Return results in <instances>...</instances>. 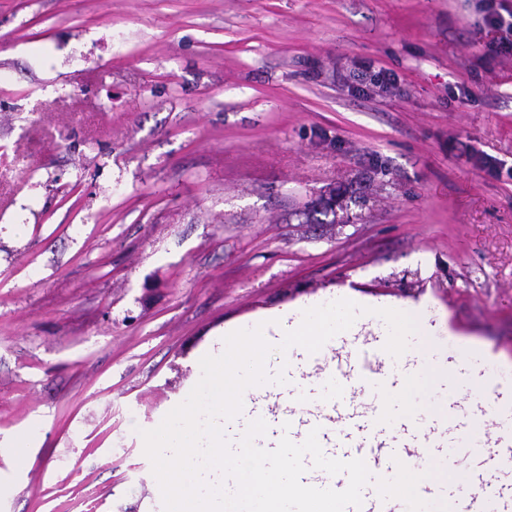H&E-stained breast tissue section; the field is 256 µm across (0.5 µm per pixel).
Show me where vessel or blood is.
Returning a JSON list of instances; mask_svg holds the SVG:
<instances>
[{"label":"vessel or blood","mask_w":512,"mask_h":512,"mask_svg":"<svg viewBox=\"0 0 512 512\" xmlns=\"http://www.w3.org/2000/svg\"><path fill=\"white\" fill-rule=\"evenodd\" d=\"M482 358L471 346L455 344L448 354V373L456 375ZM495 379V371L487 368L438 405L418 399L403 407L390 399L403 378L385 359L368 366L340 351L335 370L314 369L287 391L246 402L241 416L287 428L296 443L317 430L327 456L363 459L376 477H393L400 463L418 470L428 458L444 467L464 466L463 483L444 487L422 482L419 496L428 502L446 500L452 512H512V398H486L485 386ZM302 482L340 491L348 477L311 468ZM345 512H407V507L396 498L381 499L369 485L361 507Z\"/></svg>","instance_id":"1"}]
</instances>
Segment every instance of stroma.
Here are the masks:
<instances>
[{
  "instance_id": "1",
  "label": "stroma",
  "mask_w": 512,
  "mask_h": 512,
  "mask_svg": "<svg viewBox=\"0 0 512 512\" xmlns=\"http://www.w3.org/2000/svg\"><path fill=\"white\" fill-rule=\"evenodd\" d=\"M485 3L0 0V512H163L142 431L306 303L422 309L405 374L452 335L512 364Z\"/></svg>"
}]
</instances>
